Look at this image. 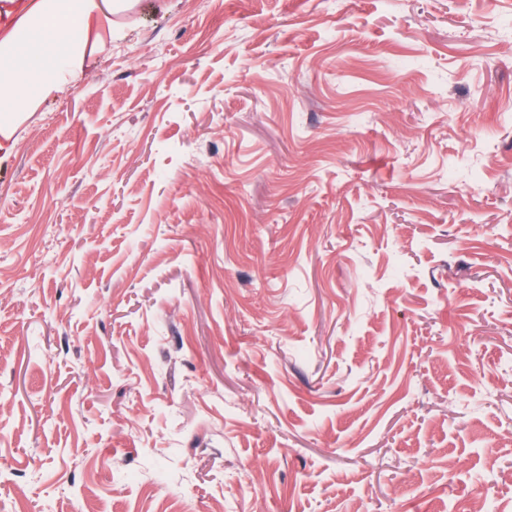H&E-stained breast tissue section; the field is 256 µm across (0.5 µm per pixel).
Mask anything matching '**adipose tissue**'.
Returning a JSON list of instances; mask_svg holds the SVG:
<instances>
[{
  "label": "adipose tissue",
  "mask_w": 512,
  "mask_h": 512,
  "mask_svg": "<svg viewBox=\"0 0 512 512\" xmlns=\"http://www.w3.org/2000/svg\"><path fill=\"white\" fill-rule=\"evenodd\" d=\"M114 9L113 0H6L0 11L12 22L0 31V142L34 96L52 91L60 59L78 68L96 51Z\"/></svg>",
  "instance_id": "obj_1"
}]
</instances>
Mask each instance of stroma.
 Instances as JSON below:
<instances>
[{
  "label": "stroma",
  "instance_id": "obj_1",
  "mask_svg": "<svg viewBox=\"0 0 512 512\" xmlns=\"http://www.w3.org/2000/svg\"><path fill=\"white\" fill-rule=\"evenodd\" d=\"M0 150V512H512V0H134Z\"/></svg>",
  "mask_w": 512,
  "mask_h": 512
}]
</instances>
